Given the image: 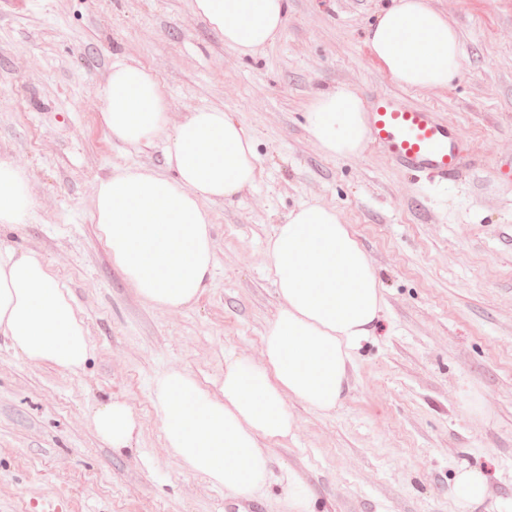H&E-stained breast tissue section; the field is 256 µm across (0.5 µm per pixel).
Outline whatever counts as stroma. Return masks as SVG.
Returning a JSON list of instances; mask_svg holds the SVG:
<instances>
[{"label":"stroma","mask_w":512,"mask_h":512,"mask_svg":"<svg viewBox=\"0 0 512 512\" xmlns=\"http://www.w3.org/2000/svg\"><path fill=\"white\" fill-rule=\"evenodd\" d=\"M430 3L460 33L461 68L446 88L415 90L365 43L380 0H290L278 38L252 58L226 48L192 0H0V158L25 168L34 202L32 219L0 239L51 264L92 344L70 373L0 336V512L50 502L58 512H288L290 475L315 512H458L462 464L487 476L480 512L512 502V0ZM117 54L157 77L171 123L224 109L260 156L250 188L211 204L213 279L180 310L136 295L91 219L101 179L164 164L161 146L128 150L100 123ZM339 84L435 112L475 169L443 184L371 144L352 158L324 154L305 112ZM312 199L350 224L382 281V316L341 407L327 415L289 400L297 428L266 443V488L234 499L170 456L151 382L177 368L215 392L225 356L261 360L281 306L267 240ZM111 397L139 423L122 453L90 422Z\"/></svg>","instance_id":"obj_1"}]
</instances>
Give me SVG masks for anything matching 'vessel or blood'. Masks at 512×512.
<instances>
[{"mask_svg":"<svg viewBox=\"0 0 512 512\" xmlns=\"http://www.w3.org/2000/svg\"><path fill=\"white\" fill-rule=\"evenodd\" d=\"M370 138L395 164L412 173L453 178L465 165L467 143L425 108H405L389 95L377 97L370 112Z\"/></svg>","mask_w":512,"mask_h":512,"instance_id":"vessel-or-blood-1","label":"vessel or blood"}]
</instances>
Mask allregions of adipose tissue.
Returning <instances> with one entry per match:
<instances>
[{
    "label": "adipose tissue",
    "instance_id": "adipose-tissue-1",
    "mask_svg": "<svg viewBox=\"0 0 512 512\" xmlns=\"http://www.w3.org/2000/svg\"><path fill=\"white\" fill-rule=\"evenodd\" d=\"M195 13L238 56L272 44L288 0H193ZM375 59L397 83L444 88L461 67L459 35L428 0H386L367 31ZM108 134L131 149L161 139L165 171L116 169L96 188L92 219L113 264L148 304L178 310L193 304L216 267L209 203L229 201L256 178L259 157L245 127L220 108L170 124L155 76L114 59L101 87ZM306 129L330 156L354 157L369 139L364 99L340 84L309 104ZM33 208L28 174L0 159V229L27 223ZM283 300L266 329L263 359L224 361L220 397L188 372L154 378L152 402L164 444L180 467L235 497L261 490L269 460L260 440L293 435L288 399L330 414L340 407L354 355L383 309L382 283L350 226L332 206L309 200L277 225L267 242ZM0 335L24 359L76 371L92 345L69 291L38 255L0 246ZM112 450L130 448L138 422L117 400L97 404L91 418ZM459 512L487 497L483 471L459 469L453 483Z\"/></svg>",
    "mask_w": 512,
    "mask_h": 512
}]
</instances>
